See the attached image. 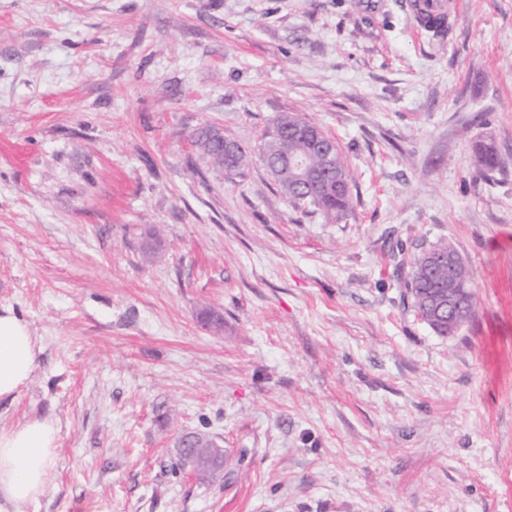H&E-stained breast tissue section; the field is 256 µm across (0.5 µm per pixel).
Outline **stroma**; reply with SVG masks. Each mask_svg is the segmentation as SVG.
<instances>
[{
    "mask_svg": "<svg viewBox=\"0 0 512 512\" xmlns=\"http://www.w3.org/2000/svg\"><path fill=\"white\" fill-rule=\"evenodd\" d=\"M365 2L0 0V309L36 338L0 428L58 429L28 512H512V0L440 34ZM281 112L342 150V220L194 143ZM443 240L477 296L451 336L407 286ZM499 154L492 141L481 142L475 149L473 165L480 174H486L499 165ZM210 448H189L181 446V450L187 459L186 465L196 473V467H209L215 463L216 455L212 448H217L215 442L209 439Z\"/></svg>",
    "mask_w": 512,
    "mask_h": 512,
    "instance_id": "35a3bbf8",
    "label": "stroma"
}]
</instances>
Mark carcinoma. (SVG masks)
Masks as SVG:
<instances>
[{
    "mask_svg": "<svg viewBox=\"0 0 512 512\" xmlns=\"http://www.w3.org/2000/svg\"><path fill=\"white\" fill-rule=\"evenodd\" d=\"M303 118L295 112H283L271 124L272 130L265 131L258 146V155L264 166L268 167L280 157L286 155L290 159L304 158L310 168L314 169L322 164V158L311 149V145L303 139L282 138L288 132V127L300 123ZM197 144L205 158L212 165L220 168H233L237 175L244 174L252 158V151L243 149L236 157L224 155V141L216 137L204 136V130L196 132ZM335 172L322 178L305 176L299 178L293 173L280 174L275 177L288 200L297 207L308 206L314 212L321 214L326 220L336 222L341 220L351 206L353 177L348 164L340 150L333 155ZM473 165L480 174L494 170L499 165V154L492 141L480 143L474 152ZM448 254L459 256L455 247L443 241L429 250L423 252L414 262L409 273L408 286L414 297H419V291L434 277L444 282L448 281V265L443 264L430 268L427 264L428 256Z\"/></svg>",
    "mask_w": 512,
    "mask_h": 512,
    "instance_id": "carcinoma-1",
    "label": "carcinoma"
}]
</instances>
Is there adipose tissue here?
<instances>
[{
  "label": "adipose tissue",
  "instance_id": "ef3b65f1",
  "mask_svg": "<svg viewBox=\"0 0 512 512\" xmlns=\"http://www.w3.org/2000/svg\"><path fill=\"white\" fill-rule=\"evenodd\" d=\"M35 341L27 322L0 310V398L15 395L35 369ZM58 430L34 418L0 429V512H27L43 493Z\"/></svg>",
  "mask_w": 512,
  "mask_h": 512
}]
</instances>
